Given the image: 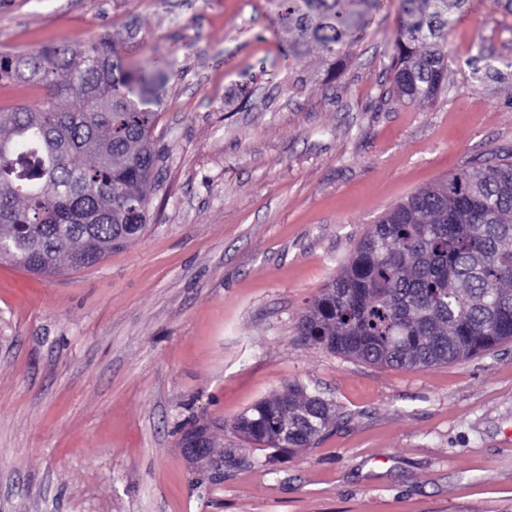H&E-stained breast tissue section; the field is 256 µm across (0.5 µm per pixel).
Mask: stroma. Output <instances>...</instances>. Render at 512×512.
<instances>
[{"mask_svg": "<svg viewBox=\"0 0 512 512\" xmlns=\"http://www.w3.org/2000/svg\"><path fill=\"white\" fill-rule=\"evenodd\" d=\"M270 0H0V52L108 36L169 72L142 235L87 269L0 260V512H512V343L427 368L304 342L297 321L388 208L512 155V13L467 0L450 87L390 92L397 0L335 77ZM297 383L337 419L277 455L234 420ZM206 429L210 455L188 432Z\"/></svg>", "mask_w": 512, "mask_h": 512, "instance_id": "35a3bbf8", "label": "stroma"}]
</instances>
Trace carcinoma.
<instances>
[{"label":"carcinoma","instance_id":"1","mask_svg":"<svg viewBox=\"0 0 512 512\" xmlns=\"http://www.w3.org/2000/svg\"><path fill=\"white\" fill-rule=\"evenodd\" d=\"M379 0H274L293 35L288 55L317 43L327 58L352 49ZM465 0H398L393 94L425 104L448 88V27ZM478 82L508 75L489 61ZM0 81L43 87L47 104L0 113V257L30 273L89 268L147 224L144 187L161 154L153 129L159 77L128 67L109 38L74 48L1 52ZM75 96L61 111L55 100ZM30 148L28 183L8 166ZM299 336L351 359L431 367L512 341V158L462 168L387 210L341 272L298 320ZM335 418L318 394L293 384L243 412L242 439L306 448Z\"/></svg>","mask_w":512,"mask_h":512}]
</instances>
